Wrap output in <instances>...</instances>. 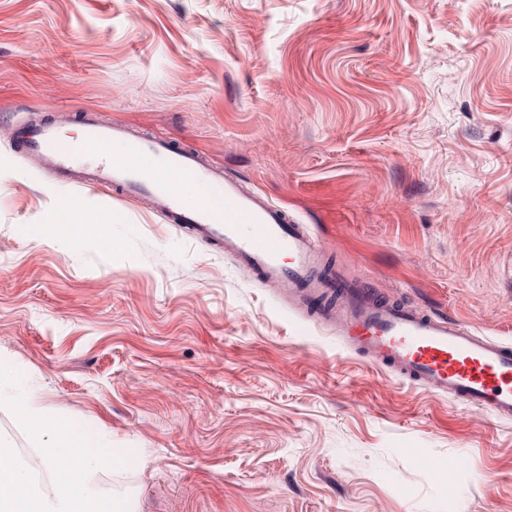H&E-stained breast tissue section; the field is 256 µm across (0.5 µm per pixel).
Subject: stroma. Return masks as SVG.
Here are the masks:
<instances>
[{"label": "stroma", "mask_w": 512, "mask_h": 512, "mask_svg": "<svg viewBox=\"0 0 512 512\" xmlns=\"http://www.w3.org/2000/svg\"><path fill=\"white\" fill-rule=\"evenodd\" d=\"M58 108L165 135L378 294L512 343V0H0V355L137 512H512V419L367 363L147 201L24 157ZM109 242H48L64 201Z\"/></svg>", "instance_id": "35a3bbf8"}]
</instances>
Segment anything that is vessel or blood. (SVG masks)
<instances>
[{"mask_svg": "<svg viewBox=\"0 0 512 512\" xmlns=\"http://www.w3.org/2000/svg\"><path fill=\"white\" fill-rule=\"evenodd\" d=\"M78 146H64L46 119L23 134V151L47 177L75 187L103 188L145 199L201 243L225 253L265 281L319 300L327 320L333 305L345 313L348 344L374 365L462 404L512 417V344L476 335L444 314L425 312L379 295L363 283L325 270L323 248L307 228L260 194L242 191L220 167L166 137L143 147L137 131L82 113ZM125 153L112 155L114 141ZM196 205H187L189 194Z\"/></svg>", "mask_w": 512, "mask_h": 512, "instance_id": "b4317fda", "label": "vessel or blood"}]
</instances>
